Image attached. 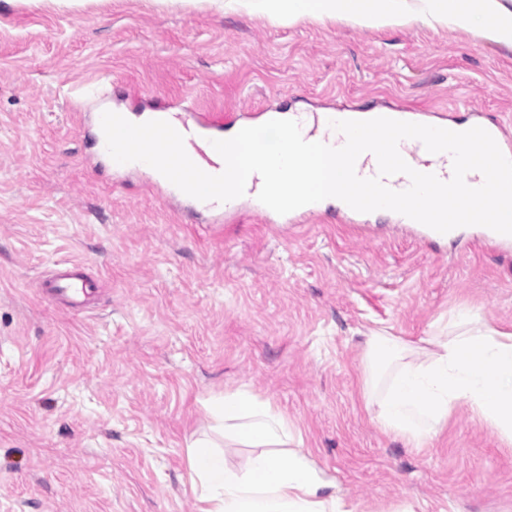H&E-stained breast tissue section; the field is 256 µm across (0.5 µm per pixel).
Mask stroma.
<instances>
[{
	"label": "stroma",
	"instance_id": "1",
	"mask_svg": "<svg viewBox=\"0 0 512 512\" xmlns=\"http://www.w3.org/2000/svg\"><path fill=\"white\" fill-rule=\"evenodd\" d=\"M148 91L195 112L410 102L512 129V51L419 24H274L239 0H0V512H198L187 443L245 388L288 418L348 512H512V446L464 403L423 448L361 396L363 341L512 330V248L395 217L206 224L93 161L86 113ZM98 291L47 296L54 266Z\"/></svg>",
	"mask_w": 512,
	"mask_h": 512
}]
</instances>
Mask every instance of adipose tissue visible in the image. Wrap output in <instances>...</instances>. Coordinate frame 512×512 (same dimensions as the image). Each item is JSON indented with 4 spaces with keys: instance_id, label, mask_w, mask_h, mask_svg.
I'll return each instance as SVG.
<instances>
[{
    "instance_id": "ef3b65f1",
    "label": "adipose tissue",
    "mask_w": 512,
    "mask_h": 512,
    "mask_svg": "<svg viewBox=\"0 0 512 512\" xmlns=\"http://www.w3.org/2000/svg\"><path fill=\"white\" fill-rule=\"evenodd\" d=\"M273 22L311 18L366 30L408 24L476 31L512 49V8L503 0H242ZM458 331L428 336L423 348L379 331L367 336L362 356L366 407L386 433L413 447L428 445L448 425L458 401L512 445V331L487 324L474 310L456 315ZM220 437L252 447L246 467H229L215 442L187 445L192 490L200 512H346L308 456L295 450L282 412L247 389L226 391L203 404Z\"/></svg>"
}]
</instances>
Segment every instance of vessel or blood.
<instances>
[{"label":"vessel or blood","instance_id":"vessel-or-blood-1","mask_svg":"<svg viewBox=\"0 0 512 512\" xmlns=\"http://www.w3.org/2000/svg\"><path fill=\"white\" fill-rule=\"evenodd\" d=\"M335 120H362L377 117H387L394 120L412 122L418 124H429L430 119L427 113L415 111L405 103L384 104L375 106L366 111H359L349 106H339L331 113ZM472 126L485 129L495 139L502 153L512 158V132L508 131L504 124L497 119H486L481 110H473ZM184 138V147L189 158L203 168L204 172L217 175L222 168L215 162L210 161L205 150L201 147V140H219L224 134V115L216 112L208 114L207 117H189L181 119L178 128ZM398 150L403 159L415 170L423 173L435 174L439 179L450 180L453 174L452 157L449 153L442 152L438 155H431L423 143L416 139L402 140ZM162 191L168 200L179 204L187 205L188 208L199 214L212 215L214 223H234L241 212H249L258 217L266 224H285L297 226L307 218L319 214L317 204H308L290 213L280 215L262 204L252 194H244L242 197L217 204L216 201H201L188 196L181 190L175 189L171 182H164ZM51 293L66 302L69 306H78L82 298L88 294L89 281L82 274L77 272H66L55 276L47 283Z\"/></svg>","mask_w":512,"mask_h":512}]
</instances>
